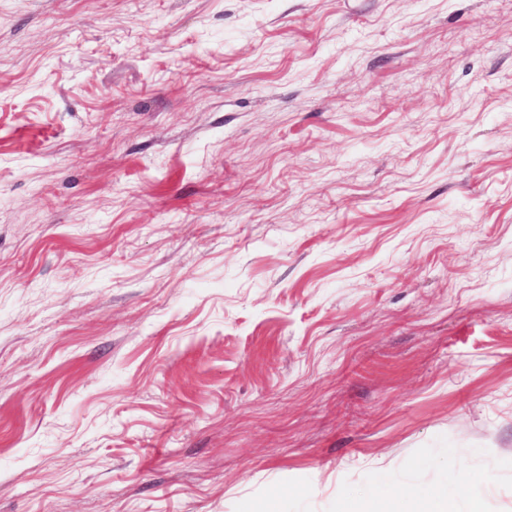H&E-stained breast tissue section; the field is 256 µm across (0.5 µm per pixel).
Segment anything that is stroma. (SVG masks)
<instances>
[{"label": "stroma", "instance_id": "1", "mask_svg": "<svg viewBox=\"0 0 512 512\" xmlns=\"http://www.w3.org/2000/svg\"><path fill=\"white\" fill-rule=\"evenodd\" d=\"M512 512V0H0V512Z\"/></svg>", "mask_w": 512, "mask_h": 512}]
</instances>
